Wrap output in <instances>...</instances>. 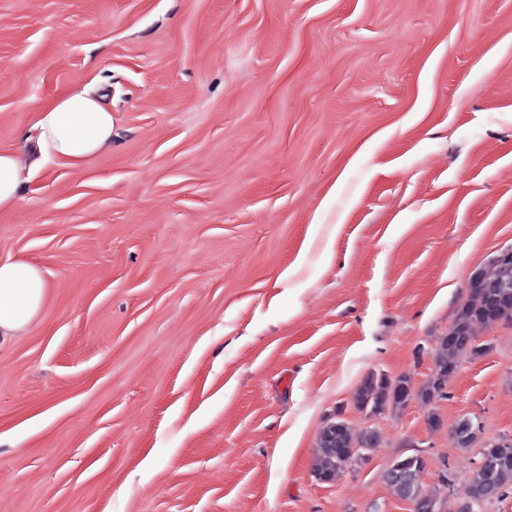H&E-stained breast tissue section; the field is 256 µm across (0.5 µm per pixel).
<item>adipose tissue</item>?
<instances>
[{
	"instance_id": "adipose-tissue-1",
	"label": "adipose tissue",
	"mask_w": 512,
	"mask_h": 512,
	"mask_svg": "<svg viewBox=\"0 0 512 512\" xmlns=\"http://www.w3.org/2000/svg\"><path fill=\"white\" fill-rule=\"evenodd\" d=\"M112 114L101 97L84 89L62 94L40 107L34 150L39 162L62 161L79 167L112 142ZM33 172L20 154L0 149V210L13 207ZM47 283L26 259L0 261V344L28 330L39 316Z\"/></svg>"
}]
</instances>
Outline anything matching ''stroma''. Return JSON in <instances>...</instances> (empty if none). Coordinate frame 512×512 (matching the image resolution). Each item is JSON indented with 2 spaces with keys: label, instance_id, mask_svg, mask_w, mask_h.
Masks as SVG:
<instances>
[{
  "label": "stroma",
  "instance_id": "1",
  "mask_svg": "<svg viewBox=\"0 0 512 512\" xmlns=\"http://www.w3.org/2000/svg\"><path fill=\"white\" fill-rule=\"evenodd\" d=\"M85 88L111 148L0 211L48 283L0 345V512H411L412 454L459 512L454 424L512 435V321L443 397L352 396L422 385L512 245V0H0V149ZM335 416L380 443L321 483Z\"/></svg>",
  "mask_w": 512,
  "mask_h": 512
}]
</instances>
